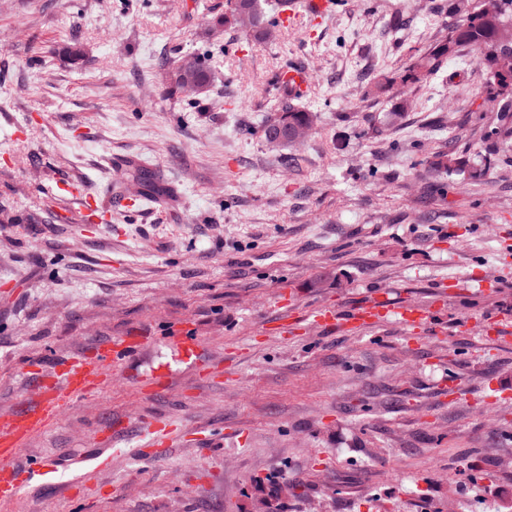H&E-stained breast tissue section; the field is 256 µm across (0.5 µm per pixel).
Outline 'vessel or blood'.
Listing matches in <instances>:
<instances>
[{
  "label": "vessel or blood",
  "mask_w": 512,
  "mask_h": 512,
  "mask_svg": "<svg viewBox=\"0 0 512 512\" xmlns=\"http://www.w3.org/2000/svg\"><path fill=\"white\" fill-rule=\"evenodd\" d=\"M335 7V0H295L291 9L279 14L278 20L287 25L305 15L318 24L330 16ZM276 83L288 93H301L308 86L307 73L298 66L289 65L278 73ZM61 190L69 202L79 205L84 211L95 213L98 223H111V212L101 208L95 198L85 195L79 184H65ZM439 314V308L434 306L427 309L412 305L391 307L382 300L374 299L343 316L329 309L316 308L310 311L308 321L314 326L338 321L344 330L355 332L390 318L406 327L417 328L431 323ZM135 347V341L118 339L96 356L58 359L47 374L41 375L38 399L20 415L0 419V504L12 503L26 486L44 480L52 471L51 464L46 462L20 464L19 457L27 439L59 421L76 399L96 388L106 369L127 358ZM141 427L148 437L147 448L140 451L141 456L146 458L151 448L165 443L170 424L165 420L145 419Z\"/></svg>",
  "instance_id": "obj_1"
}]
</instances>
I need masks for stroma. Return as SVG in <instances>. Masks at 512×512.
I'll return each instance as SVG.
<instances>
[{
  "mask_svg": "<svg viewBox=\"0 0 512 512\" xmlns=\"http://www.w3.org/2000/svg\"><path fill=\"white\" fill-rule=\"evenodd\" d=\"M336 2L257 41L214 25L225 0H0V414L35 399L31 366L150 339L29 441L56 470L0 512H512V402L494 397L512 341L484 353L476 322L512 338V137L468 56L367 92L447 35L448 0ZM187 56L212 76L198 102L166 92ZM290 63L315 121L283 148L263 126ZM450 149L487 151L481 186L428 169ZM145 175L167 203L137 201ZM72 179L111 223L59 221L50 191ZM378 291L446 310L277 332ZM145 417L175 427L148 461ZM100 448L111 467L74 486L66 462Z\"/></svg>",
  "mask_w": 512,
  "mask_h": 512,
  "instance_id": "1",
  "label": "stroma"
}]
</instances>
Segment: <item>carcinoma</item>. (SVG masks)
<instances>
[{"label": "carcinoma", "instance_id": "cac0c4a2", "mask_svg": "<svg viewBox=\"0 0 512 512\" xmlns=\"http://www.w3.org/2000/svg\"><path fill=\"white\" fill-rule=\"evenodd\" d=\"M448 14L456 17L448 34L432 44L402 76V82H418L441 66L461 56L467 50L485 76V87L504 100L499 109L504 134L512 135L509 120L512 119V66H504L503 56H512V0H448ZM216 23L235 28L250 24L249 32L254 38L264 40L270 31L281 27L276 20L267 17L263 0H226L224 14ZM211 73L198 59L180 61L172 69L167 92L171 96L185 94V87L193 82L199 87L197 95L207 92ZM297 96L281 95L278 116L267 125L264 135L268 142L286 147L290 141L277 138L284 130L298 127L311 128L313 115L296 104ZM429 169L448 173H468L473 184L481 185L482 171L475 168L467 152H442L428 161Z\"/></svg>", "mask_w": 512, "mask_h": 512}]
</instances>
